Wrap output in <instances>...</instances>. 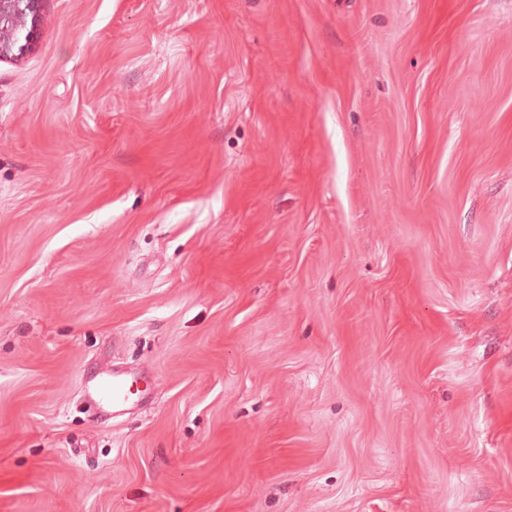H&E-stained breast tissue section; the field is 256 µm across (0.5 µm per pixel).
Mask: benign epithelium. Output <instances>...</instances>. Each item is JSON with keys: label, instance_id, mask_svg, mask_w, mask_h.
<instances>
[{"label": "benign epithelium", "instance_id": "1", "mask_svg": "<svg viewBox=\"0 0 512 512\" xmlns=\"http://www.w3.org/2000/svg\"><path fill=\"white\" fill-rule=\"evenodd\" d=\"M43 0H0V61L19 60L33 46Z\"/></svg>", "mask_w": 512, "mask_h": 512}]
</instances>
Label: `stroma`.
<instances>
[{
    "instance_id": "35a3bbf8",
    "label": "stroma",
    "mask_w": 512,
    "mask_h": 512,
    "mask_svg": "<svg viewBox=\"0 0 512 512\" xmlns=\"http://www.w3.org/2000/svg\"><path fill=\"white\" fill-rule=\"evenodd\" d=\"M0 512H512V0H44ZM128 377L112 372V374H99L96 380H89L88 390L96 400L99 409H112V414L118 412L132 398V385Z\"/></svg>"
}]
</instances>
